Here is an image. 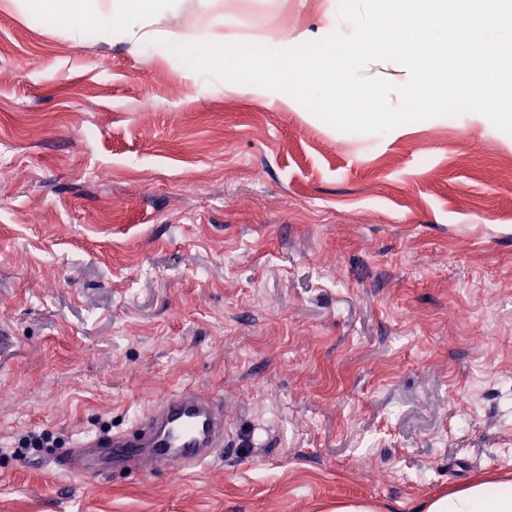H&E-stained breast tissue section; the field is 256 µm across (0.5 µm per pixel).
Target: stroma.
<instances>
[{
	"label": "stroma",
	"instance_id": "stroma-1",
	"mask_svg": "<svg viewBox=\"0 0 512 512\" xmlns=\"http://www.w3.org/2000/svg\"><path fill=\"white\" fill-rule=\"evenodd\" d=\"M236 0L277 34L342 0ZM0 10V512H382L512 475V127L332 128ZM109 179L100 180V170ZM182 387L193 473L54 449Z\"/></svg>",
	"mask_w": 512,
	"mask_h": 512
}]
</instances>
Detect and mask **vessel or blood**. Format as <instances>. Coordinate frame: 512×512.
<instances>
[{"mask_svg":"<svg viewBox=\"0 0 512 512\" xmlns=\"http://www.w3.org/2000/svg\"><path fill=\"white\" fill-rule=\"evenodd\" d=\"M224 425L221 398L183 388L152 403L133 431H107L88 440L80 463H73L69 448L58 463L78 476L107 471L118 457L156 469H193L209 458L211 449L223 447Z\"/></svg>","mask_w":512,"mask_h":512,"instance_id":"b4317fda","label":"vessel or blood"}]
</instances>
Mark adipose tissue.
I'll use <instances>...</instances> for the list:
<instances>
[{
  "label": "adipose tissue",
  "mask_w": 512,
  "mask_h": 512,
  "mask_svg": "<svg viewBox=\"0 0 512 512\" xmlns=\"http://www.w3.org/2000/svg\"><path fill=\"white\" fill-rule=\"evenodd\" d=\"M187 0H0L50 18L70 39L93 34L164 58L186 51L194 85L246 92L282 111L321 113L328 124L408 130L410 106L432 113L482 104L512 123V0H349L316 30L277 36L245 30L218 4L193 31L179 29ZM383 64L393 73L380 72ZM414 512H512V479L476 477L419 500Z\"/></svg>",
  "instance_id": "1"
}]
</instances>
